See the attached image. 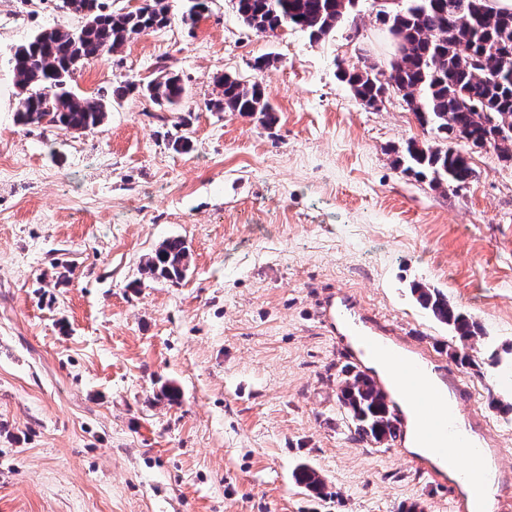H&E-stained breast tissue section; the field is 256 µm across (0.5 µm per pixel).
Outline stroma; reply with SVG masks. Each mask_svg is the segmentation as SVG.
I'll return each instance as SVG.
<instances>
[{
  "mask_svg": "<svg viewBox=\"0 0 512 512\" xmlns=\"http://www.w3.org/2000/svg\"><path fill=\"white\" fill-rule=\"evenodd\" d=\"M358 8L360 39L344 25L313 42L256 34L209 0L194 27L130 39L73 81L94 98L167 65L188 85L182 106L128 95L70 132L16 124L8 60L82 16L0 0V512H448L447 488L404 448L351 438L348 360L320 317L341 291L440 360L467 348V409L502 466L496 512H512V414L493 407L512 403V162L472 153L474 179L447 192L402 174L398 150L427 133L400 95L367 108L336 79L359 48L391 51L372 0ZM226 75L262 81L272 128L211 108ZM175 237L186 279H145V255ZM417 283L479 337L453 336ZM301 462L329 498L295 483ZM416 301L441 323L448 325L451 331L463 341L477 337L478 324L470 316L461 312L448 302V299L435 288L418 284L412 288Z\"/></svg>",
  "mask_w": 512,
  "mask_h": 512,
  "instance_id": "35a3bbf8",
  "label": "stroma"
}]
</instances>
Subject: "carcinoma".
<instances>
[{
    "instance_id": "carcinoma-1",
    "label": "carcinoma",
    "mask_w": 512,
    "mask_h": 512,
    "mask_svg": "<svg viewBox=\"0 0 512 512\" xmlns=\"http://www.w3.org/2000/svg\"><path fill=\"white\" fill-rule=\"evenodd\" d=\"M238 18L249 29L273 34L280 28L299 29L318 42L342 23L351 21L357 34L358 14L352 0H231ZM78 13L93 11L99 23L73 31L45 29L12 54L18 96L17 124L47 122L69 131L94 129L107 117L110 102L137 92L159 107L174 108L187 97V85L174 71L165 72L154 87L127 82L111 94L89 99L70 87L86 61L116 52L130 39L170 25L168 0L127 12L108 10L106 0H66ZM391 39L393 52L380 72L347 65L337 78L367 108L400 94L423 130L434 141L410 139L395 159L401 172L428 180L434 189L455 190L474 175L468 151L491 148L512 161V10L496 9L490 0H398L389 21L375 17ZM220 98L212 108L256 116L262 125L276 122L274 109L259 82L231 76L218 80ZM189 248L180 238L164 241L141 265L142 275L173 284L189 270ZM416 301L463 341L478 336L479 326L448 302L438 290L418 284ZM339 400L354 426L353 440L381 444L396 438L397 426L382 394L363 372L344 370ZM296 483L309 493L328 496L326 484L307 464L294 472Z\"/></svg>"
}]
</instances>
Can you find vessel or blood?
<instances>
[{"mask_svg": "<svg viewBox=\"0 0 512 512\" xmlns=\"http://www.w3.org/2000/svg\"><path fill=\"white\" fill-rule=\"evenodd\" d=\"M321 317L331 333L344 336L350 358L384 361L386 370L376 376L377 386L400 425L415 423L414 444L425 449L424 464L439 482H447L449 449L469 445L463 418L469 388L463 375L406 350L388 329L367 320L352 295L330 296Z\"/></svg>", "mask_w": 512, "mask_h": 512, "instance_id": "vessel-or-blood-1", "label": "vessel or blood"}]
</instances>
